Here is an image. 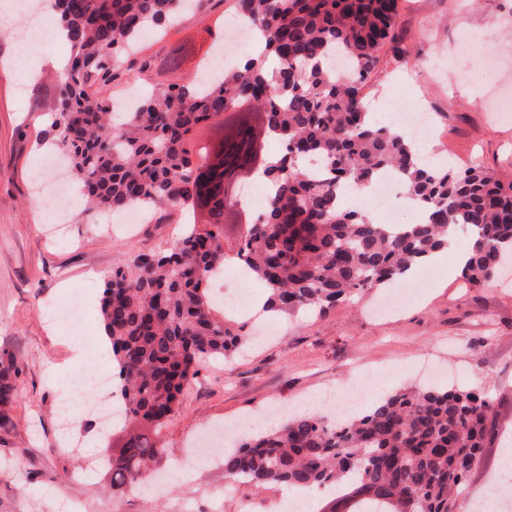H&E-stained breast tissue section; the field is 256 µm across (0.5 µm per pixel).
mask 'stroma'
<instances>
[{
    "mask_svg": "<svg viewBox=\"0 0 512 512\" xmlns=\"http://www.w3.org/2000/svg\"><path fill=\"white\" fill-rule=\"evenodd\" d=\"M227 18L220 9L203 19L186 17L164 40L149 33L142 43L159 56L202 27L223 34ZM25 26L18 14L0 25V359H15L21 369L14 426L0 432V512H240V501L224 496L220 454L191 458V437L215 425L258 434L252 419L277 407L296 413L307 398L330 417L336 412L330 391L355 388L364 374L394 367L400 373L383 394L420 386L424 361L446 371L445 385L479 388L494 401L495 431L466 484L470 502L489 500L498 450L512 435V278L472 288L448 259L387 316L371 312L378 288L354 294L324 316H266L276 335L207 364L191 381L180 412L156 437L163 455L138 489L112 492L105 465L133 426H115L106 436L86 413L60 440L56 408L88 364L74 359L76 340L67 328L46 326L45 305H62L70 290L85 289L84 327L99 337L104 278L136 252L171 247L183 226L175 208L129 231L124 216L84 215L80 197L64 198L58 186L38 197L34 174L53 176L52 155L41 140L69 48L52 36L37 44L38 75L20 85L14 31ZM507 75L512 0H400L396 39L381 50L362 95L378 112L391 88H402L406 107L418 104L431 114L436 155L458 167L481 166L508 183L512 109L489 104L492 87ZM61 207L70 238L65 247L44 230Z\"/></svg>",
    "mask_w": 512,
    "mask_h": 512,
    "instance_id": "35a3bbf8",
    "label": "stroma"
}]
</instances>
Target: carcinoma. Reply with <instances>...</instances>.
Wrapping results in <instances>:
<instances>
[{"label": "carcinoma", "instance_id": "1", "mask_svg": "<svg viewBox=\"0 0 512 512\" xmlns=\"http://www.w3.org/2000/svg\"><path fill=\"white\" fill-rule=\"evenodd\" d=\"M226 0H48L67 30L69 59L57 85L49 133L69 158L86 211L119 213L148 205H191L207 223L188 225L172 248L137 252L103 284L101 330L117 368L124 418L158 434L182 407L203 364L226 358L244 336L210 297L224 268V218L230 207L205 204L193 167L224 168V139L193 152L192 136L226 110L251 104L265 134L281 137L278 162L260 173L273 186L263 222L252 224L235 259L267 290L264 311L321 315L352 292L401 284L411 269L470 230L462 277L493 282L512 255V183L476 166L425 168L414 138L374 123L361 97L379 53L394 39L398 0H232L275 57L265 72L247 61L202 90L193 83H152L153 57L141 38L185 13L206 15ZM200 48L170 49L163 67L190 68ZM144 83L134 111L112 123L120 83ZM322 163L317 177L298 164ZM392 171L418 201L422 218L395 229L344 210L338 188L367 187ZM19 369L0 361V430L11 424ZM495 427L494 403L472 389H416L391 394L340 424L300 414L269 433L224 451V479L255 487L335 485L320 512H457L466 477ZM162 449L137 433L108 462L112 488L139 484Z\"/></svg>", "mask_w": 512, "mask_h": 512}]
</instances>
